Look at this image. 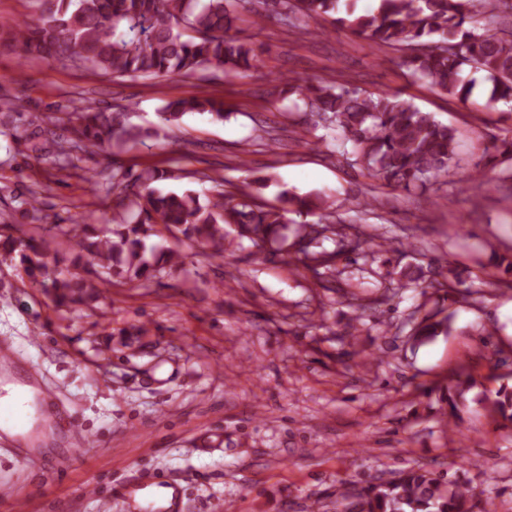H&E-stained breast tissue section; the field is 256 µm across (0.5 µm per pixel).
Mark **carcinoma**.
I'll return each instance as SVG.
<instances>
[{"mask_svg": "<svg viewBox=\"0 0 512 512\" xmlns=\"http://www.w3.org/2000/svg\"><path fill=\"white\" fill-rule=\"evenodd\" d=\"M35 17L10 31L25 55L54 62H82L95 74L115 78L165 81L216 67L224 75L244 79L258 69L256 50L236 35L238 9L265 14L266 0H36ZM276 14L288 28L324 16L365 40L402 49V65L421 81L448 97L466 102L474 82L467 71L479 72L488 84L486 107L512 103V0H378L363 10L358 0H274ZM273 92H288L304 104L312 126L336 129L343 136L342 155L368 177L405 190L422 188L428 177L448 174L455 154V130L419 109L401 92L369 93L337 80L312 84L296 76L272 80ZM222 121L224 100L192 96L169 101L159 117L167 127L179 126L189 113ZM70 136L56 142V159L77 152H99L119 137H134L125 113L84 99L54 118ZM165 172L146 169L133 176L112 171V223L90 214L81 224H53L67 237L73 256L54 254L52 237L26 235L19 224H0V256L18 260L27 277L46 288L55 307L68 310L98 301L101 288L132 283L155 273L175 271L183 264L173 250L156 252L147 238L166 231L183 237L202 253L224 254V226L238 239L262 248L277 242L291 213L317 220L301 225L289 244L306 271L336 281L337 262L347 242L359 252L384 244L357 225L339 230L328 220L326 197L284 191L271 204L243 180L215 194L194 190L164 193L153 183ZM331 242L329 249L324 243ZM478 493L469 483L447 479L425 464L415 463L391 482L365 481L336 494L334 512H475Z\"/></svg>", "mask_w": 512, "mask_h": 512, "instance_id": "1", "label": "carcinoma"}]
</instances>
